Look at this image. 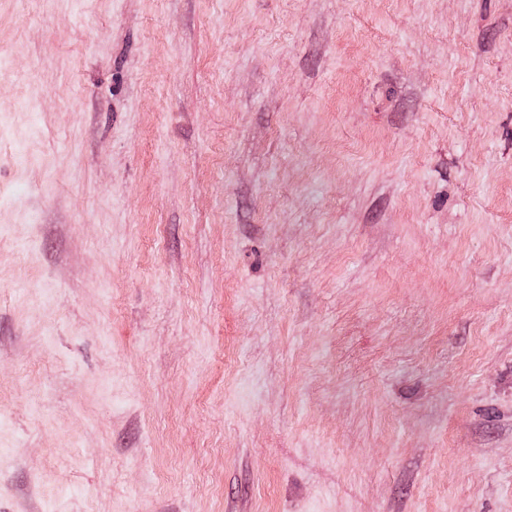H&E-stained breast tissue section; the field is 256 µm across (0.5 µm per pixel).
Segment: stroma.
Listing matches in <instances>:
<instances>
[{
	"mask_svg": "<svg viewBox=\"0 0 512 512\" xmlns=\"http://www.w3.org/2000/svg\"><path fill=\"white\" fill-rule=\"evenodd\" d=\"M0 512H512V0H0Z\"/></svg>",
	"mask_w": 512,
	"mask_h": 512,
	"instance_id": "stroma-1",
	"label": "stroma"
}]
</instances>
